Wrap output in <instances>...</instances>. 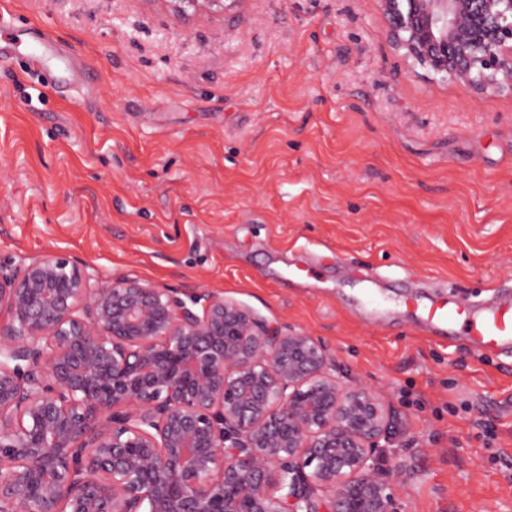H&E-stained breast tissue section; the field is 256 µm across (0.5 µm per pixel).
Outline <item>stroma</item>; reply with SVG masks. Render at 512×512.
I'll return each instance as SVG.
<instances>
[{
	"label": "stroma",
	"instance_id": "stroma-1",
	"mask_svg": "<svg viewBox=\"0 0 512 512\" xmlns=\"http://www.w3.org/2000/svg\"><path fill=\"white\" fill-rule=\"evenodd\" d=\"M2 7L90 75L0 60L1 274L60 254L312 336L392 408L403 512H512V359L417 312L512 287V94L415 74L372 0ZM176 13L187 14L189 9L194 13L212 11L219 8L224 12V0H162Z\"/></svg>",
	"mask_w": 512,
	"mask_h": 512
}]
</instances>
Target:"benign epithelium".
<instances>
[{"instance_id": "benign-epithelium-1", "label": "benign epithelium", "mask_w": 512, "mask_h": 512, "mask_svg": "<svg viewBox=\"0 0 512 512\" xmlns=\"http://www.w3.org/2000/svg\"><path fill=\"white\" fill-rule=\"evenodd\" d=\"M375 2L432 80L512 93V0ZM2 313L0 512H402L390 412L310 336L60 255L0 274Z\"/></svg>"}]
</instances>
